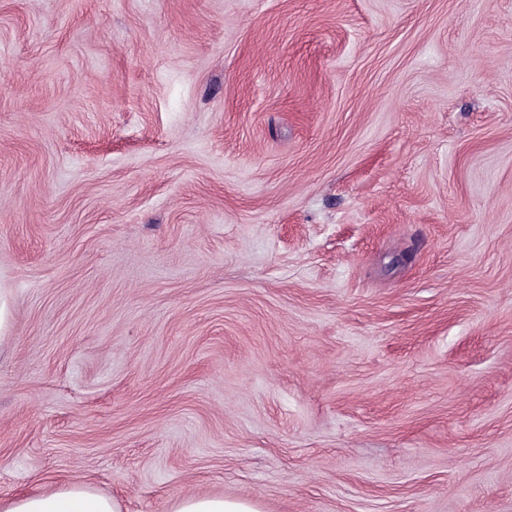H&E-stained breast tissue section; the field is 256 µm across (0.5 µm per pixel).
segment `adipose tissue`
<instances>
[{"mask_svg": "<svg viewBox=\"0 0 512 512\" xmlns=\"http://www.w3.org/2000/svg\"><path fill=\"white\" fill-rule=\"evenodd\" d=\"M0 512H121L120 503L82 483H66L10 499H0Z\"/></svg>", "mask_w": 512, "mask_h": 512, "instance_id": "obj_1", "label": "adipose tissue"}]
</instances>
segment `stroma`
<instances>
[{
  "label": "stroma",
  "mask_w": 512,
  "mask_h": 512,
  "mask_svg": "<svg viewBox=\"0 0 512 512\" xmlns=\"http://www.w3.org/2000/svg\"><path fill=\"white\" fill-rule=\"evenodd\" d=\"M0 497L512 512V0H0Z\"/></svg>",
  "instance_id": "obj_1"
}]
</instances>
